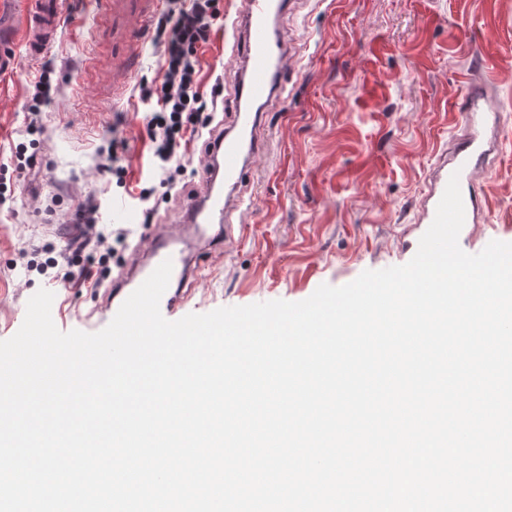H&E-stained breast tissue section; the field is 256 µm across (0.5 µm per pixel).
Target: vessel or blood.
<instances>
[{"label":"vessel or blood","mask_w":512,"mask_h":512,"mask_svg":"<svg viewBox=\"0 0 512 512\" xmlns=\"http://www.w3.org/2000/svg\"><path fill=\"white\" fill-rule=\"evenodd\" d=\"M25 10L20 29L27 52L37 56L50 45L62 21L58 0H23ZM237 19L244 29L241 52L245 72L238 89V105L232 125L224 136L212 143V159L203 188L185 209V221L198 227L214 224L225 239H232V215L245 203L240 187L250 159L258 148L261 109L268 106L279 88V79L288 67L285 37L277 19L286 9L285 0H239ZM456 109L461 114L458 134L441 153L430 177L421 204L420 221L432 224L437 205L451 175H458L464 201L466 231L478 230L486 220L477 188L487 172V160L498 143L500 103L489 84H468ZM139 251L147 253L143 275H150L164 260H171V287L160 301L167 312L184 299L190 280L186 260L172 235L156 232L143 238Z\"/></svg>","instance_id":"1"}]
</instances>
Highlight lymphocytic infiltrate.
<instances>
[{"mask_svg":"<svg viewBox=\"0 0 512 512\" xmlns=\"http://www.w3.org/2000/svg\"><path fill=\"white\" fill-rule=\"evenodd\" d=\"M219 14V0H192L187 8L170 6L158 22L155 39L163 49L166 69L160 85L143 90L142 97L155 103L145 132L160 167H167L192 136L214 121L199 89L197 50L209 41Z\"/></svg>","mask_w":512,"mask_h":512,"instance_id":"lymphocytic-infiltrate-1","label":"lymphocytic infiltrate"}]
</instances>
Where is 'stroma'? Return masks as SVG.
<instances>
[{
  "mask_svg": "<svg viewBox=\"0 0 512 512\" xmlns=\"http://www.w3.org/2000/svg\"><path fill=\"white\" fill-rule=\"evenodd\" d=\"M237 0H220L210 40L198 50L201 92L217 121L230 126L242 63L232 26ZM68 15L47 52L31 57L22 40L0 63V340L21 327L29 298L55 294L60 331L95 333L112 319L110 286L140 237L155 223L179 232L189 199L208 165L209 135L191 141L172 190L159 185L145 137L150 107L140 86L161 83L164 59L145 40L129 60L125 34L153 12L151 0H68ZM292 60L285 92L264 110L262 147L245 194L257 205L231 242L198 250L200 271L173 319L223 306L299 302L321 284L341 286L363 271L409 262L423 233L419 202L452 135L450 112L467 76L495 67L501 113L499 149L480 193L485 234L462 238L465 252L512 242V0H294L280 20ZM57 93L41 106L40 129H24L42 71ZM119 128L124 185L102 173L100 153ZM25 143L34 165L22 168ZM150 190L140 201L141 190ZM127 230L112 245L102 287H55L44 265L68 251L79 208ZM154 223V224H155ZM52 250V251H53Z\"/></svg>",
  "mask_w": 512,
  "mask_h": 512,
  "instance_id": "stroma-1",
  "label": "stroma"
}]
</instances>
